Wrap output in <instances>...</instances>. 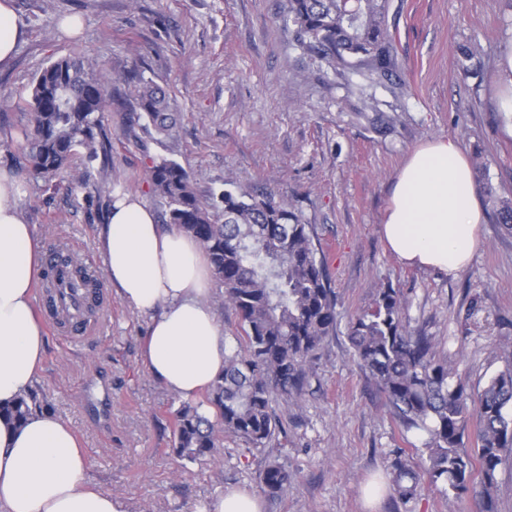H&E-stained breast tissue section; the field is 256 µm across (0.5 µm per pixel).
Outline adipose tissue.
I'll list each match as a JSON object with an SVG mask.
<instances>
[{
    "instance_id": "1",
    "label": "adipose tissue",
    "mask_w": 512,
    "mask_h": 512,
    "mask_svg": "<svg viewBox=\"0 0 512 512\" xmlns=\"http://www.w3.org/2000/svg\"><path fill=\"white\" fill-rule=\"evenodd\" d=\"M23 196L21 179L0 171V408L30 391L45 353L32 305L42 247ZM485 219L467 154L440 138L408 157L381 233L404 264L453 275L471 264ZM101 249L108 283L149 320L148 372L186 400L211 387L224 369L226 338L209 303L214 278L202 244L163 230L140 199L116 193ZM89 466L59 415L35 409L21 423L0 415V512H120L110 492L87 483Z\"/></svg>"
}]
</instances>
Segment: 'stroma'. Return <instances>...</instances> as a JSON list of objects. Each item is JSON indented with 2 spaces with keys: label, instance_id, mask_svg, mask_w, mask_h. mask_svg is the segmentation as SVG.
<instances>
[{
  "label": "stroma",
  "instance_id": "obj_1",
  "mask_svg": "<svg viewBox=\"0 0 512 512\" xmlns=\"http://www.w3.org/2000/svg\"><path fill=\"white\" fill-rule=\"evenodd\" d=\"M24 32L0 69V168L24 180L22 211L42 243H56L104 273L98 236L109 194L87 204L74 176H26L27 100L39 72L79 51L112 73L133 71L165 89L180 118L170 135L131 124L133 104L114 84L103 112L112 144V188L139 197L167 222L145 172L175 159L202 194L227 183L274 191L312 225L336 292L335 335L323 342L301 399L280 403L284 430L266 447L225 435L211 460L173 449L181 400L143 366L145 316L102 284V312L75 340L45 331L33 391L63 417L90 457L87 479L124 512H200L220 493L259 495L263 512H479L471 492L446 498L422 481L413 498L389 490L403 454L427 466L426 436L405 431L346 336L378 288H397L413 333L433 337L455 380L471 394L512 366V227L497 200L512 197V138L496 107V58L512 39V0H389L388 27L401 65L397 83L327 72L285 28L286 0H13ZM80 16L71 38L59 19ZM474 57L461 67L462 49ZM442 137L467 153L487 216L472 263L455 275L402 264L380 226L407 156ZM279 459L292 478L278 495L255 477Z\"/></svg>",
  "mask_w": 512,
  "mask_h": 512
}]
</instances>
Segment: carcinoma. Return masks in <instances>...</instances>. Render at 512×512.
<instances>
[{"label":"carcinoma","mask_w":512,"mask_h":512,"mask_svg":"<svg viewBox=\"0 0 512 512\" xmlns=\"http://www.w3.org/2000/svg\"><path fill=\"white\" fill-rule=\"evenodd\" d=\"M387 15L388 0H288L285 24L328 69L342 67L380 81L400 68ZM120 82L129 87L136 119L148 120L160 135L170 133L176 118L162 88L112 75L81 54L62 57L39 73L31 91L24 130L28 176L49 178L82 150L79 184H112L102 112L112 85ZM146 178L164 200L169 223L203 245L224 286V303L237 311L245 335L244 348L225 355L224 374L205 400L184 403L174 413L176 454L188 460L206 456L218 447L220 431L264 447L283 430L276 399L301 396L310 362L336 333V293L312 226L270 193L227 188L205 198L171 158L154 161ZM347 337L404 429L427 435L428 466L420 472L396 458L394 491L407 498L426 476L458 498L477 480L482 512H495L498 466L503 450L512 447V419L506 414L512 369L493 378L476 399L463 384H452L448 361L436 358L432 337L410 332L400 292L392 287L378 289L373 306L349 321ZM31 409V398L23 396L5 413L22 422ZM472 415L478 422L474 457L459 451ZM290 479L275 460L257 476L270 495Z\"/></svg>","instance_id":"obj_1"}]
</instances>
